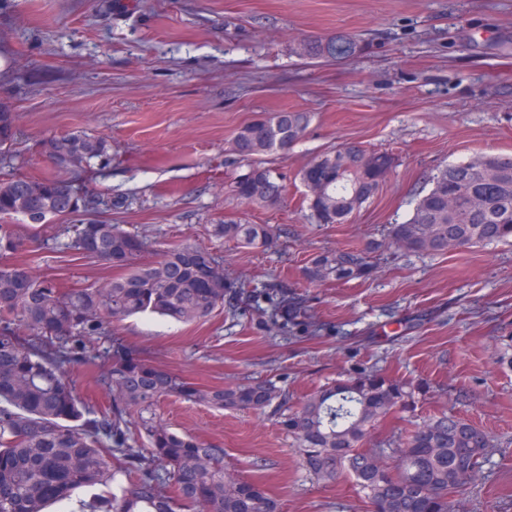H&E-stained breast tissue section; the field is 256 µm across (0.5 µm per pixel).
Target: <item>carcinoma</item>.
I'll return each mask as SVG.
<instances>
[{
	"label": "carcinoma",
	"mask_w": 512,
	"mask_h": 512,
	"mask_svg": "<svg viewBox=\"0 0 512 512\" xmlns=\"http://www.w3.org/2000/svg\"><path fill=\"white\" fill-rule=\"evenodd\" d=\"M359 49L360 42L343 33L297 45L302 56L336 62ZM15 121L11 106L0 100L5 159L16 144ZM309 122L305 112L282 111L236 131L231 150L249 162L251 175L235 178L231 190L246 205H280L285 186L264 157L290 149ZM41 145L65 176L0 177V512H45L84 488L95 493L78 500L77 512H278L259 485L230 472L224 449L157 419L155 404L168 395L221 410L283 409L278 424L296 443L306 473L319 482L349 473L372 512H455V497L477 481L494 447L485 429L443 413L413 421L405 436L371 441L390 416L414 411L430 392L426 382L356 368L291 408L288 394L265 380L199 387L115 339L94 343L110 324L136 314L204 321L227 298L264 313L280 331H309L314 323L302 299L226 278L224 264L206 248L182 244L140 262L148 242L104 219L119 202L91 187L94 161L108 157V140L74 133L47 137ZM482 158L481 168L466 161L438 170L411 216L388 229L391 243L406 253L445 255L512 241V157ZM394 166L391 154L358 143L321 154L299 171L301 182L322 187L317 197H305L310 216L317 224L347 222ZM473 195L483 199V208L469 206ZM16 216L27 223H13ZM74 216V224L51 223ZM211 235L258 248L270 241L272 229L224 220L212 225ZM50 248L100 260L119 276L61 288L38 277L26 261ZM381 248L382 242L370 240L360 249L323 252L311 260L306 277L344 283L367 278ZM91 360L103 362L99 383L112 394L97 411L79 401L66 375L67 365ZM138 435L147 447L133 446Z\"/></svg>",
	"instance_id": "obj_1"
}]
</instances>
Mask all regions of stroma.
Here are the masks:
<instances>
[{"mask_svg":"<svg viewBox=\"0 0 512 512\" xmlns=\"http://www.w3.org/2000/svg\"><path fill=\"white\" fill-rule=\"evenodd\" d=\"M11 0L0 10V52L11 66L0 98L17 114V174L53 171L43 138H106L96 189L120 208L113 223L150 243L143 258L191 243L224 274L304 299L319 329L296 338L258 313L225 304L203 323L144 313L112 325L113 338L203 387L272 381L298 402L363 366L431 389L411 417L450 412L498 445L458 512H512V243L446 255L383 248L367 279L311 282L323 251L383 240L411 215L438 168L477 154L512 156V0ZM344 33L360 51L342 62L299 56L300 39ZM307 112L306 135L268 156L287 192L273 210L243 203L229 183L248 170L230 149L241 126L272 112ZM355 142L396 166L350 221L320 226L298 176L318 155ZM271 225L264 247L211 237L212 224ZM37 275L67 288L101 283L94 259L37 252ZM155 412L172 428L224 450L237 476L260 485L279 512H371L352 479H310L294 440L262 412L215 410L177 397Z\"/></svg>","mask_w":512,"mask_h":512,"instance_id":"stroma-1","label":"stroma"}]
</instances>
